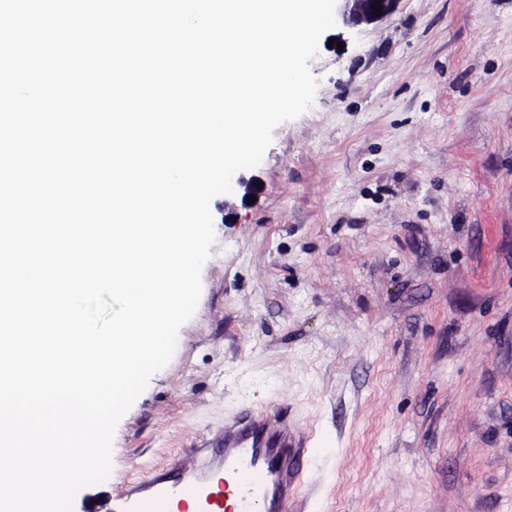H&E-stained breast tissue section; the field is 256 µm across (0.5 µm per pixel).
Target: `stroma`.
Listing matches in <instances>:
<instances>
[{
  "label": "stroma",
  "instance_id": "stroma-1",
  "mask_svg": "<svg viewBox=\"0 0 512 512\" xmlns=\"http://www.w3.org/2000/svg\"><path fill=\"white\" fill-rule=\"evenodd\" d=\"M332 32L311 108L242 172L260 195L210 203L197 308L116 425L111 487L274 402L312 435L307 512H512V0Z\"/></svg>",
  "mask_w": 512,
  "mask_h": 512
}]
</instances>
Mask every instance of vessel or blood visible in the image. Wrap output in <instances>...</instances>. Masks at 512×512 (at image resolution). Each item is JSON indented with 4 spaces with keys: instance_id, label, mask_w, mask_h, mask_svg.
I'll use <instances>...</instances> for the list:
<instances>
[{
    "instance_id": "vessel-or-blood-1",
    "label": "vessel or blood",
    "mask_w": 512,
    "mask_h": 512,
    "mask_svg": "<svg viewBox=\"0 0 512 512\" xmlns=\"http://www.w3.org/2000/svg\"><path fill=\"white\" fill-rule=\"evenodd\" d=\"M311 450L282 409L245 408L93 512H288Z\"/></svg>"
}]
</instances>
